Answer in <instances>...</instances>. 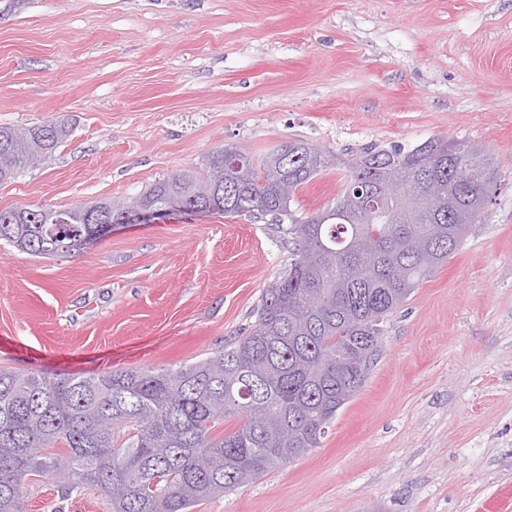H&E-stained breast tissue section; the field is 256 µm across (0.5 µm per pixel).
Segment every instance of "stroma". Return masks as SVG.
<instances>
[{"label": "stroma", "mask_w": 512, "mask_h": 512, "mask_svg": "<svg viewBox=\"0 0 512 512\" xmlns=\"http://www.w3.org/2000/svg\"><path fill=\"white\" fill-rule=\"evenodd\" d=\"M54 120L68 141L0 185V210L131 197L227 145H484L481 223L384 322L320 446L193 512H512V0H0V126ZM344 181L297 191L296 216ZM288 256L265 216L173 214L67 258L0 241V367L203 359ZM64 485L27 477L28 512H110Z\"/></svg>", "instance_id": "stroma-1"}]
</instances>
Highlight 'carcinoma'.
I'll use <instances>...</instances> for the list:
<instances>
[{"mask_svg":"<svg viewBox=\"0 0 512 512\" xmlns=\"http://www.w3.org/2000/svg\"><path fill=\"white\" fill-rule=\"evenodd\" d=\"M71 135L62 121L0 127V184L52 154ZM277 152L224 166L219 148L203 173L160 178L128 200L134 209L182 195L200 211L269 216L288 236L287 268L263 290L255 324L224 348L177 367L93 376L0 368V512H28L29 476L68 480L112 512H191L320 447L337 411L364 386L383 323L415 288L459 250L481 221L498 169L469 142L433 138L412 148L363 147L332 201L300 219L295 192L329 168L326 154L293 141ZM404 198L384 215L355 201L387 178ZM39 207L0 210V240L43 257L48 224ZM62 234L90 230L84 204L69 207ZM233 418L237 426L218 430Z\"/></svg>","mask_w":512,"mask_h":512,"instance_id":"obj_1","label":"carcinoma"}]
</instances>
